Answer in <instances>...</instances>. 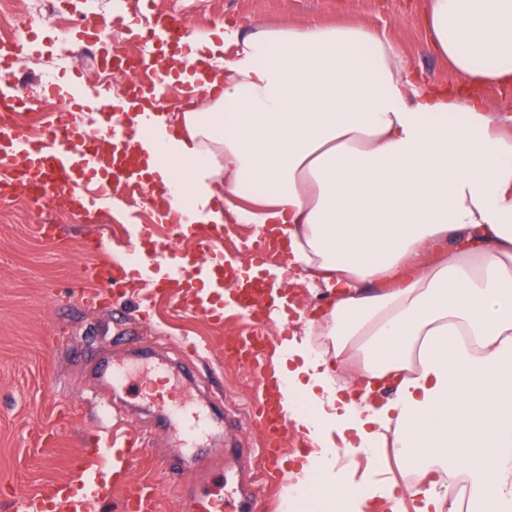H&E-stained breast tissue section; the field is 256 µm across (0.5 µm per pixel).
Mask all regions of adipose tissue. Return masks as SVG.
Listing matches in <instances>:
<instances>
[{
  "instance_id": "ef3b65f1",
  "label": "adipose tissue",
  "mask_w": 512,
  "mask_h": 512,
  "mask_svg": "<svg viewBox=\"0 0 512 512\" xmlns=\"http://www.w3.org/2000/svg\"><path fill=\"white\" fill-rule=\"evenodd\" d=\"M425 24L465 88L411 89L363 25L227 28L187 56L203 104L132 116L190 222L276 226L291 286L336 294L272 356L320 444L285 475L311 512H366L336 463L388 446L416 512H512V114L476 93L512 89V0H428Z\"/></svg>"
}]
</instances>
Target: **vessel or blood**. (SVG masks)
Returning a JSON list of instances; mask_svg holds the SVG:
<instances>
[{
	"label": "vessel or blood",
	"mask_w": 512,
	"mask_h": 512,
	"mask_svg": "<svg viewBox=\"0 0 512 512\" xmlns=\"http://www.w3.org/2000/svg\"><path fill=\"white\" fill-rule=\"evenodd\" d=\"M114 22L134 38L150 31L153 38L170 46L183 47L199 42L200 36L187 18L153 13L144 8L141 18L116 13ZM169 57L156 53L142 59L141 69L149 73L147 83L133 82L123 97L128 106L144 98H164L172 75ZM146 140L141 129L126 125L119 117L91 125L82 113H70L65 121L50 119L40 132L9 119H0V196L13 194L16 187L26 189L33 208L52 205L56 210L91 217L101 198L125 195L130 187H141L146 204L164 199L163 223L169 236L153 238L148 227L138 234L122 254L111 256L108 268L86 266L81 276L86 281L87 298L111 303L115 295L125 294L131 280L157 284L160 293L177 285L174 302L202 315L213 323L224 320L231 307L249 316L254 329L229 338L224 354L246 366L254 379L256 395L247 416L266 438L263 447L242 448L230 445L223 455L204 462L189 489L192 512H253L245 487L261 478L267 490L278 487V476L292 448H308V431L297 430L278 393L270 344L265 331L288 306V262L286 248L268 235H259L246 257L250 273H242L237 261L225 257L217 242L224 227L220 224H189L184 211L165 185L143 183L138 175V156ZM193 240L202 260L191 261L179 248ZM187 441H195L204 429L199 415L179 411L172 417ZM143 454L135 433L110 440L95 455L71 467L67 478L55 481L45 490L21 496L18 512H97L101 503L118 499L119 512H159L162 488L143 479L132 493L124 488ZM222 478L220 489L208 483Z\"/></svg>",
	"instance_id": "vessel-or-blood-1"
}]
</instances>
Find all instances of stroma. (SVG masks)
<instances>
[{
    "instance_id": "1",
    "label": "stroma",
    "mask_w": 512,
    "mask_h": 512,
    "mask_svg": "<svg viewBox=\"0 0 512 512\" xmlns=\"http://www.w3.org/2000/svg\"><path fill=\"white\" fill-rule=\"evenodd\" d=\"M427 0H155L158 11L182 13L196 28L212 32L232 22L247 35L281 26L360 24L385 36L400 64L419 84L458 85L447 59L430 43L422 15ZM66 85L77 81L85 94L110 85L97 101L106 106L122 95L127 75L98 74L84 54L56 78ZM140 224L152 225L156 237L166 225L150 212L127 201L116 214L104 203L90 220L53 208L35 211L25 198L0 202V512H15L20 495L47 488L68 472L71 456L96 447L108 429L139 433L147 458L137 476H152L162 487L160 512H190L187 484L198 461L183 448L177 431H162L157 420L169 398L158 378L142 375L143 351L163 360L168 375L179 376L188 362L196 378L187 384L193 405L212 414L215 426L201 445L224 447L223 419L238 421L235 438L245 447L261 443L258 430L243 425L251 375L224 358L225 337L247 330L241 315L216 326L185 313L171 299L154 296L142 282L112 307L88 304L83 265L101 262L90 252L92 240L104 239L114 250L125 249ZM299 310L269 326L271 340L301 333L302 312L327 302L325 291L295 289ZM345 479L377 489L398 478L388 457L340 462Z\"/></svg>"
}]
</instances>
